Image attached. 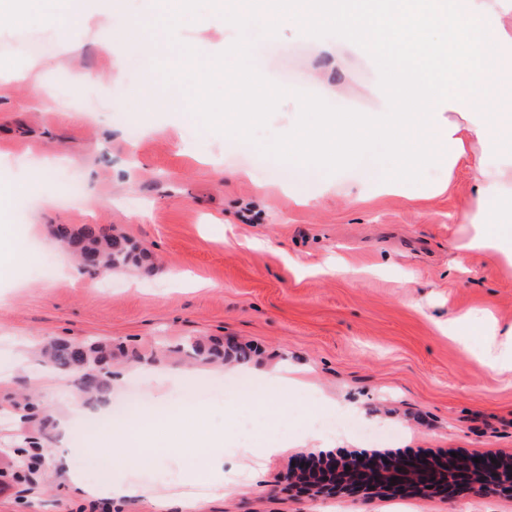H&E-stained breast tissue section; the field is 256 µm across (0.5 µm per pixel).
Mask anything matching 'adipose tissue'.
I'll use <instances>...</instances> for the list:
<instances>
[{
    "instance_id": "obj_1",
    "label": "adipose tissue",
    "mask_w": 512,
    "mask_h": 512,
    "mask_svg": "<svg viewBox=\"0 0 512 512\" xmlns=\"http://www.w3.org/2000/svg\"><path fill=\"white\" fill-rule=\"evenodd\" d=\"M120 0H74V18L92 22L99 42L111 44ZM394 36L423 43L440 40L446 62L434 71L432 58L389 57L395 74L377 89L369 112H322L299 102V136L288 140V161L297 168L320 158L313 142L337 131L336 152L374 164L379 193L404 190L418 166L446 162L475 174L473 195L455 210L457 223L471 225L472 249H490L512 264V114L502 112L491 73L512 67V0H374L373 14L346 15L337 39L356 44L367 20ZM245 436L224 453L206 452L205 476L224 479L225 457L255 461L279 453Z\"/></svg>"
}]
</instances>
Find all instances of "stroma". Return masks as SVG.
<instances>
[{
    "mask_svg": "<svg viewBox=\"0 0 512 512\" xmlns=\"http://www.w3.org/2000/svg\"><path fill=\"white\" fill-rule=\"evenodd\" d=\"M113 27L173 57L178 43L223 51L239 35L212 8L172 38L133 12ZM24 34L48 48L0 55V185L15 187L0 199V225H10L24 255L0 274V366L11 367L10 385L0 389V475L10 478L0 486V512H391L396 505L512 512V493L485 495L463 485L428 495L348 487L320 494L286 478L324 455L512 456V371L488 365L475 327H467L464 347L442 329L466 310L512 326V267L495 253L469 250L473 228L451 219L473 189L471 173L452 177L426 166L405 194L354 203L352 188L363 180L357 167L328 159L314 176L272 159L257 169L259 151L243 152L241 140L204 128L183 87L161 73L146 94L141 63L114 81L91 26L76 22L64 39L22 10L0 14L1 43ZM249 35L259 72L273 82L287 66L309 92L326 84L337 88L338 101L353 102L370 97L380 78L375 56L386 46L377 30L370 53L343 41L326 51L285 21L276 36ZM35 63L50 86L67 77L53 101L27 93ZM150 96L177 99L180 108L151 109ZM88 99L105 106L83 109ZM68 175L93 199L63 203L47 192L46 183ZM448 180L452 193L434 194ZM60 224L111 228L132 246V257L105 277L86 272L58 243ZM457 259L466 273L452 270ZM339 263L354 276L333 273ZM48 339L111 342L112 362L98 375L120 381L121 389L88 404L115 411L131 399L143 404L140 425L112 445L113 471L124 472L125 459L142 448L160 449L162 462L145 474L162 489L161 502L114 499L102 489L88 496L53 467L52 457L66 452L84 470L100 445L81 421L64 441L53 422L84 367L64 371V389L32 391L38 416L24 425L16 419L12 403L31 391ZM284 360L310 374L314 391L269 380ZM144 366L176 373L178 386L156 391L139 373ZM198 384L214 392L195 408L211 423L215 443L253 415L251 397L259 394L270 418L256 441L288 444L253 478L225 462L220 498L186 486L188 472L177 462L200 452L177 447L176 426L158 414ZM320 415L375 423L388 436L374 444L345 431L318 451L305 432ZM26 434L40 442L46 463L20 481Z\"/></svg>",
    "mask_w": 512,
    "mask_h": 512,
    "instance_id": "stroma-1",
    "label": "stroma"
}]
</instances>
